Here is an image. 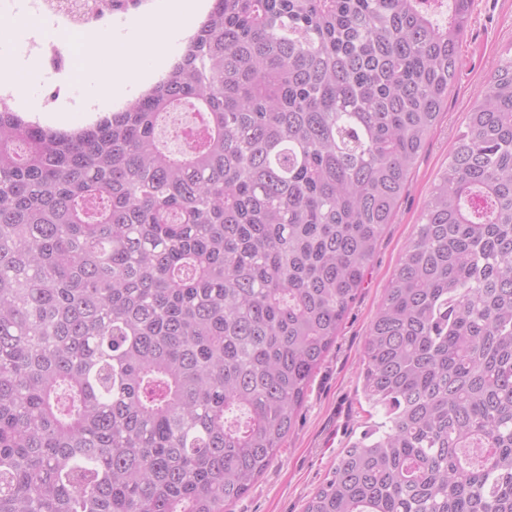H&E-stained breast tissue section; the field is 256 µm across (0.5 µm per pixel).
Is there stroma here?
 I'll list each match as a JSON object with an SVG mask.
<instances>
[{
	"instance_id": "stroma-1",
	"label": "stroma",
	"mask_w": 512,
	"mask_h": 512,
	"mask_svg": "<svg viewBox=\"0 0 512 512\" xmlns=\"http://www.w3.org/2000/svg\"><path fill=\"white\" fill-rule=\"evenodd\" d=\"M512 47V0H474L459 52L463 65L448 90V100L429 132L411 170L401 202L379 241L356 299L335 343L308 387L303 406L278 461L257 479L251 491L234 503L232 512H304L310 496L332 475L341 452L382 419L363 392V345L420 212L479 90L490 80L497 59ZM63 83L66 95L47 102L50 87ZM89 86L75 82L72 72L36 78L20 74L17 97L35 102L28 120L43 126L79 128L91 122L89 112L76 111Z\"/></svg>"
}]
</instances>
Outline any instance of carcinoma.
<instances>
[{
	"mask_svg": "<svg viewBox=\"0 0 512 512\" xmlns=\"http://www.w3.org/2000/svg\"><path fill=\"white\" fill-rule=\"evenodd\" d=\"M215 0L74 130L0 102V512H226L279 457L473 0ZM201 129L175 155L168 114ZM384 421L304 512H512V54L368 330Z\"/></svg>",
	"mask_w": 512,
	"mask_h": 512,
	"instance_id": "carcinoma-1",
	"label": "carcinoma"
}]
</instances>
